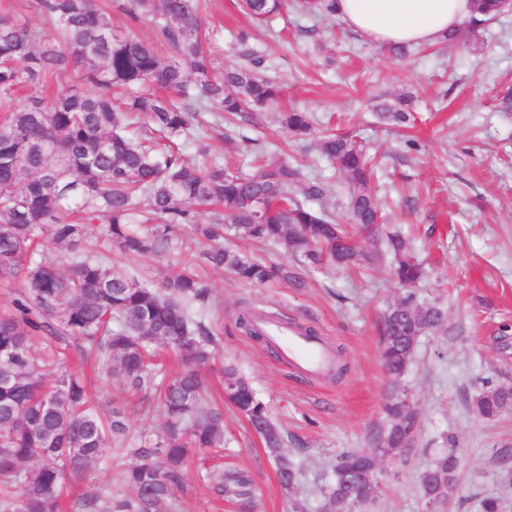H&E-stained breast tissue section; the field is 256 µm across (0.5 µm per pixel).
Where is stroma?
I'll use <instances>...</instances> for the list:
<instances>
[{
	"mask_svg": "<svg viewBox=\"0 0 512 512\" xmlns=\"http://www.w3.org/2000/svg\"><path fill=\"white\" fill-rule=\"evenodd\" d=\"M203 24L217 69L238 60L237 34L262 51L281 98L263 112L244 114L234 126L210 129L213 161L234 167L250 162V147L288 150L306 164L323 195L315 207L346 210L344 178L321 160L313 140L296 141L279 122L283 110L310 112L316 130L327 120L365 140L382 158L377 185L390 207L388 227L400 231L427 268L420 286L426 300L447 310L448 330L420 337L401 381L421 411V428L406 453L385 458L382 482L369 512H425L417 478L437 449L453 443L461 459L458 490L441 512H475L476 495L498 493L512 512V488L498 483L494 452L512 443V409L494 420L469 405L484 381L512 383V348L496 336L512 325V10L476 27L463 25L460 40L411 47L398 57L390 47L363 38L338 17L303 14L288 0L271 22L258 24L240 12L238 0H207ZM415 96L410 128L380 121L373 107ZM232 249L264 261L287 262L294 280L264 287L200 265L197 248L178 255L209 282L214 304L206 320L219 346L203 369L206 403L223 395L225 365L247 378L281 429L283 451L301 464L296 489L307 512H320L319 489L338 456L371 447L387 426L382 410L392 384L380 361L378 321L401 295L381 262L356 273L286 258L281 248L232 239ZM254 307L314 327L338 349L347 366L341 379L311 375L288 365L280 353L240 330L239 314ZM91 401L103 415L118 410L129 425L123 449H105L100 461L72 482L79 494L103 487L123 490L119 475L144 425L137 397L116 377L89 375ZM250 477L260 492L259 512H291L276 466L261 438L232 407L224 409V458L192 460L185 488L176 489L177 512H236L214 497L201 475L216 464Z\"/></svg>",
	"mask_w": 512,
	"mask_h": 512,
	"instance_id": "obj_1",
	"label": "stroma"
}]
</instances>
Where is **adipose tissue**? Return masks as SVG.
Instances as JSON below:
<instances>
[{"mask_svg": "<svg viewBox=\"0 0 512 512\" xmlns=\"http://www.w3.org/2000/svg\"><path fill=\"white\" fill-rule=\"evenodd\" d=\"M345 25L381 44L411 46L446 40L473 14V0H336Z\"/></svg>", "mask_w": 512, "mask_h": 512, "instance_id": "obj_1", "label": "adipose tissue"}]
</instances>
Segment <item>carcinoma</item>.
I'll use <instances>...</instances> for the list:
<instances>
[{"label":"carcinoma","mask_w":512,"mask_h":512,"mask_svg":"<svg viewBox=\"0 0 512 512\" xmlns=\"http://www.w3.org/2000/svg\"><path fill=\"white\" fill-rule=\"evenodd\" d=\"M44 27L0 16V280L24 273L12 314L0 317V512H59L67 496L66 479L79 477L99 461L106 444L128 432L116 410L100 416L91 406L84 379L65 372L50 383L44 363L31 351L35 332L79 342L106 376L162 409L156 438L142 432L127 452L137 463L122 474L123 494L106 489L73 498V512H173L174 490L185 487L191 455L224 449V414L203 406L200 370L215 357L218 339L205 323L212 291L193 270L175 265L158 288L112 269L104 258L74 255L67 269L37 254V239L49 228L54 240L76 250L91 224L107 222L110 246L131 255L175 256L184 239L207 244L202 262L226 269L238 279L263 285L292 277L284 265L266 264L224 248V234L281 246L310 264L349 267L365 259L352 228L373 231L383 223L380 200L371 187L372 166L365 147L348 133L316 141L318 154L343 173L348 190L344 224L317 210L307 198L321 195L299 165L286 157L263 160L254 173L207 162L210 146L204 126L246 110L273 104L278 86L262 77L263 59L247 61L218 75L201 38L200 0H119L131 20L150 19L175 56L164 60L157 45L135 35H117L96 0H35ZM335 0H303L315 15L335 13ZM284 0H242L255 20L277 14ZM512 7L509 0H475L471 24L485 23ZM190 65L193 79L180 61ZM73 70L79 83L48 102L39 93L46 76ZM27 88L21 109L15 93ZM410 97L374 107L396 125L409 117ZM287 132L306 137L307 112L281 116ZM194 135L196 157L177 140ZM218 209L209 223L197 205ZM376 255L387 256L404 296L388 307L380 322L382 364L393 381L403 378L420 337L445 331L446 312L436 302L420 301L417 286L424 269L398 233L386 235ZM264 315L248 311L239 325L259 335ZM178 355L184 369L159 379L157 357ZM224 399L250 426L262 424L268 457L277 465L281 487L292 495V512H305L293 497L302 472L283 454L280 430L250 383L232 366L224 368ZM478 415L493 419L512 405V385L490 382L473 401ZM387 430L367 450H349L336 461L322 488L324 512H362L375 501L380 464L410 447L418 412L404 393L384 406ZM33 462L37 468H23ZM460 458L442 448L418 478L428 512L454 492ZM218 497L238 499L241 512H254L257 491L237 472L207 470L202 475ZM503 499L483 495L476 512H502Z\"/></svg>","instance_id":"carcinoma-1"}]
</instances>
